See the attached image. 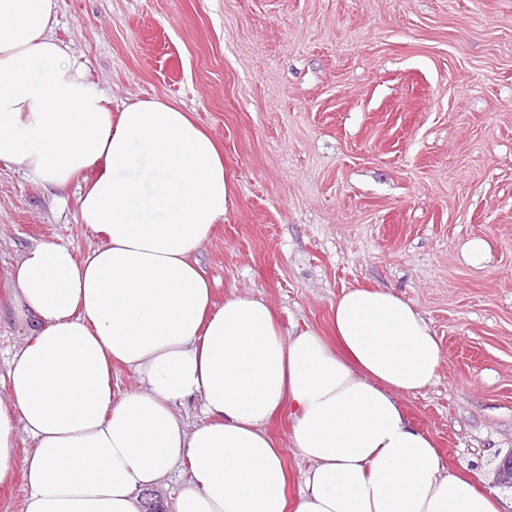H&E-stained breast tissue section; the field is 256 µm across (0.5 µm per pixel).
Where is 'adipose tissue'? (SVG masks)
Returning <instances> with one entry per match:
<instances>
[{
	"label": "adipose tissue",
	"mask_w": 512,
	"mask_h": 512,
	"mask_svg": "<svg viewBox=\"0 0 512 512\" xmlns=\"http://www.w3.org/2000/svg\"><path fill=\"white\" fill-rule=\"evenodd\" d=\"M57 0H0V163L62 191L84 175L85 257L56 240L11 273L29 339L0 398V483L18 432L25 512H142L139 493L180 463L192 479L174 512H500L446 471L399 397L432 385L440 343L390 289L362 285L332 307L335 343L283 334L249 293L211 307L195 254L230 200L214 139L160 98L112 112L53 32ZM140 389L112 386V364ZM194 400L205 422L188 426ZM292 408L289 440L309 462L296 501L265 425Z\"/></svg>",
	"instance_id": "ef3b65f1"
}]
</instances>
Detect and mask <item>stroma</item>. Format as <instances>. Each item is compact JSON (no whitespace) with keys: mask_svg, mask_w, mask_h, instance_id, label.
<instances>
[{"mask_svg":"<svg viewBox=\"0 0 512 512\" xmlns=\"http://www.w3.org/2000/svg\"><path fill=\"white\" fill-rule=\"evenodd\" d=\"M55 35L113 111L162 98L221 146L233 194L196 255L214 307L248 292L284 333L328 338L343 290L400 294L442 349L436 383L400 397L410 422L512 512V0H58ZM77 193L0 163V398L29 335L13 264L99 243ZM291 424L265 430L293 496L309 464Z\"/></svg>","mask_w":512,"mask_h":512,"instance_id":"obj_1","label":"stroma"}]
</instances>
